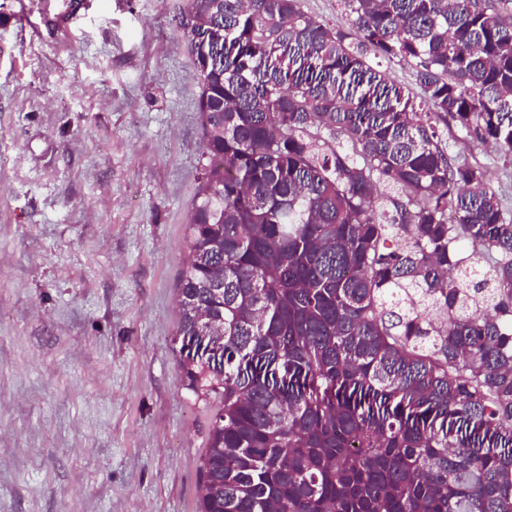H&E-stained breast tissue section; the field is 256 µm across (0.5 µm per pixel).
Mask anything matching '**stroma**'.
<instances>
[{"label": "stroma", "mask_w": 512, "mask_h": 512, "mask_svg": "<svg viewBox=\"0 0 512 512\" xmlns=\"http://www.w3.org/2000/svg\"><path fill=\"white\" fill-rule=\"evenodd\" d=\"M187 0H0V512H197L179 376L204 148ZM512 214V156L442 130Z\"/></svg>", "instance_id": "stroma-1"}]
</instances>
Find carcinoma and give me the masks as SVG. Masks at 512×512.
Instances as JSON below:
<instances>
[{"label": "carcinoma", "instance_id": "cac0c4a2", "mask_svg": "<svg viewBox=\"0 0 512 512\" xmlns=\"http://www.w3.org/2000/svg\"><path fill=\"white\" fill-rule=\"evenodd\" d=\"M512 0H188L205 131L179 361L219 401L201 512H512ZM415 62L425 109L369 54ZM348 145L329 144L323 131ZM393 210L382 206L379 184ZM301 10L331 27L347 28L351 18L344 10L341 0H300ZM443 139L459 160L475 163L482 171L484 181L502 198L503 205L512 215V156L505 155L498 146L489 142H474L454 121L448 120V128L439 123Z\"/></svg>", "mask_w": 512, "mask_h": 512}]
</instances>
